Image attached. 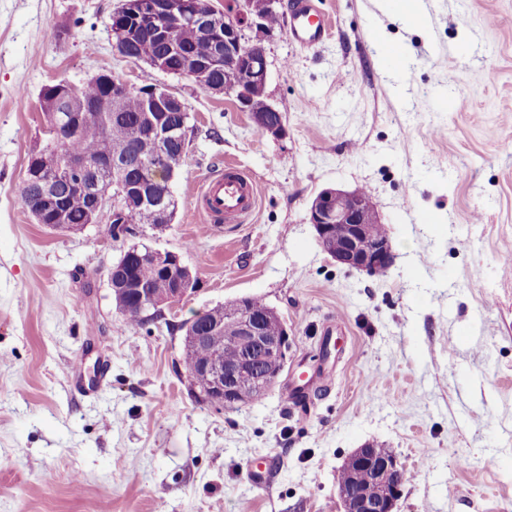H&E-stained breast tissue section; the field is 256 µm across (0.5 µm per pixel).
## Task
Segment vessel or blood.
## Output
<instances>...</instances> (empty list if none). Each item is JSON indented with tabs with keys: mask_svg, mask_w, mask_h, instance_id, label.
<instances>
[{
	"mask_svg": "<svg viewBox=\"0 0 512 512\" xmlns=\"http://www.w3.org/2000/svg\"><path fill=\"white\" fill-rule=\"evenodd\" d=\"M332 28L317 0H291L288 33L308 48L320 45ZM259 189L254 178L238 162L228 161L223 172L207 177L193 198L194 209L216 231L225 225L243 224L255 213Z\"/></svg>",
	"mask_w": 512,
	"mask_h": 512,
	"instance_id": "1",
	"label": "vessel or blood"
}]
</instances>
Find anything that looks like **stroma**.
Instances as JSON below:
<instances>
[{"label": "stroma", "mask_w": 512, "mask_h": 512, "mask_svg": "<svg viewBox=\"0 0 512 512\" xmlns=\"http://www.w3.org/2000/svg\"><path fill=\"white\" fill-rule=\"evenodd\" d=\"M321 2L323 44L266 42L275 138L233 97L117 55L122 0H0V512H338L341 466L367 443L412 475L399 512H512V0H416L425 28L386 0ZM383 40L401 66L383 68ZM100 73L189 110L173 221L136 240L182 254L198 287L137 327L107 281L127 241L104 222L49 229L19 194L49 139L41 89ZM443 85L465 111H436ZM228 160L259 204L220 234L193 195ZM327 187L371 194L386 272L322 251L308 208ZM245 296L280 315L286 367L217 409L184 376L180 325ZM260 454L264 490L247 478Z\"/></svg>", "instance_id": "obj_1"}]
</instances>
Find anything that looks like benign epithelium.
<instances>
[{"label":"benign epithelium","mask_w":512,"mask_h":512,"mask_svg":"<svg viewBox=\"0 0 512 512\" xmlns=\"http://www.w3.org/2000/svg\"><path fill=\"white\" fill-rule=\"evenodd\" d=\"M281 0H224V10L203 5L200 0H123L114 14L127 24L126 38L114 42L116 52L129 58L137 30L144 26L150 37L159 42L165 54L153 61V67L168 72L171 61H178V73L200 88L215 94L234 97L239 107L250 113L258 129L274 137L286 135L283 119L268 102V59L265 42L273 31L265 26V17L279 12ZM190 26L213 46V53L200 59L184 49L175 37L177 29ZM224 73V81H214V74ZM95 79L112 87V97H119L129 84L114 74H99ZM143 112L139 127L143 134L157 144L154 156L137 164L130 161L129 141L121 138L104 112L106 101L83 99L82 87L69 82L50 85L43 99L48 112L49 130L54 143L36 153V163L26 169L25 178L31 182H61L76 193H91L92 204L87 223L99 222L104 211L109 219L123 218L135 207L150 203L160 224H170L173 211L168 199L172 197L171 176L163 169L168 150L175 144L187 148L186 123L176 126L169 115H185L186 104L167 88L153 85L143 92ZM102 120L108 132L120 138L112 154L90 164L69 156L60 160L54 144L66 140L64 133L74 125L88 120ZM112 173V193H101L83 179L89 168ZM52 213L50 227L80 231L82 227L66 222L61 200L50 194L31 210L40 224L44 215ZM379 216L371 195L363 190L347 191L325 188L312 200L309 223L313 224L322 250L336 263L348 268L376 274L389 269L392 263L388 238L377 240L368 236L370 225ZM152 259L167 279V288L160 292L137 279L119 262L108 270L110 290L128 293L135 305L123 309L126 317L147 319L162 315L164 308L181 301L198 285L196 277L181 256L172 251L147 248ZM272 315H252L240 305L237 314L227 317L213 309L183 323V345L202 347L210 357L191 371L185 372L189 384L198 389L199 397L216 408H233L248 403L264 393L272 381L262 372L259 362L266 358H282L288 352V331L268 336L264 323ZM233 344L242 351L234 364L224 363V345ZM345 480L339 485L343 512H396L405 485L401 474L404 467L396 456L378 457L371 448L355 449L344 466Z\"/></svg>","instance_id":"7a95c632"}]
</instances>
